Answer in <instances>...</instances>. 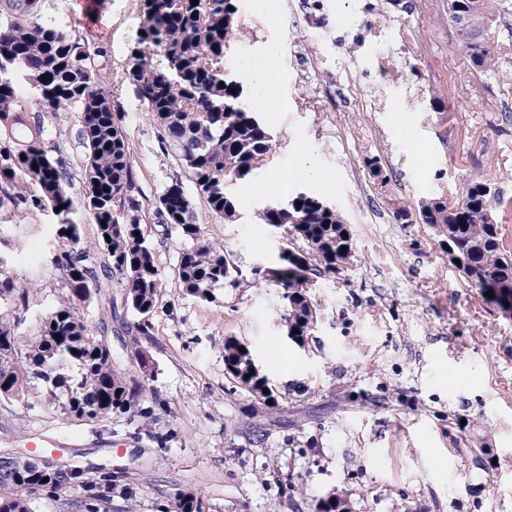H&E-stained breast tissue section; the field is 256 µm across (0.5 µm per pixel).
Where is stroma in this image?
<instances>
[{
	"label": "stroma",
	"instance_id": "stroma-1",
	"mask_svg": "<svg viewBox=\"0 0 512 512\" xmlns=\"http://www.w3.org/2000/svg\"><path fill=\"white\" fill-rule=\"evenodd\" d=\"M238 7L224 67L240 77L277 44L283 110L261 116L274 135L261 167L228 184L236 222L212 215L184 186L201 240L223 243L242 271L239 287L217 289L211 304L182 294L179 233L144 226L165 283L145 403L170 441L159 448L136 437L119 413L105 427L72 423L35 407L32 389L0 403L9 419L0 448H68L126 467L133 512H159L176 488L198 493L205 512H314L332 492L353 512H512V314L465 282L417 215L427 199L458 201L480 175L509 201L499 220L512 246V41L497 45V73L483 74L459 45L448 0H278L271 22L252 15L250 0ZM41 16L110 51L104 77L125 112L136 185L157 196L181 171L123 79L144 22L139 0H123L107 25L62 0H43ZM302 148L326 179L295 188L343 215L352 256L309 283L317 320L300 347L287 337L282 286L252 272L281 264L287 230L260 223L257 212L287 202L272 177ZM372 159L383 178L372 175ZM401 205L403 220L394 216ZM52 222L39 211L0 219V254L38 291L22 336L60 293ZM229 336L249 345L276 408L229 393Z\"/></svg>",
	"mask_w": 512,
	"mask_h": 512
}]
</instances>
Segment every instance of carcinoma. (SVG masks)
Wrapping results in <instances>:
<instances>
[{"mask_svg":"<svg viewBox=\"0 0 512 512\" xmlns=\"http://www.w3.org/2000/svg\"><path fill=\"white\" fill-rule=\"evenodd\" d=\"M141 8L145 22L126 56L124 80L158 127L164 154L211 212L232 223L238 211L228 181L250 177L273 148V136L256 113L241 107L242 86L225 74L238 0H141ZM507 9L508 0H448V19L482 72L497 70L489 33L498 13ZM155 55L164 58L163 68L153 65ZM109 63L108 50L88 43L79 30L43 22L39 0H0V207L9 205L15 215L53 211L52 262L62 276L57 304L41 316L22 348L16 347L18 312L29 310L30 289L14 275L0 278V299H10L17 312L10 319L0 315V400L23 395L35 382L42 389L36 406L96 425L112 421L114 413L127 414L138 431L163 448L169 435L153 429L154 411L142 405L143 380L155 375L152 357L147 353L137 359L142 379L127 377L117 368L112 348V309L95 323L81 315L103 296L108 305L115 304L112 279L117 276L124 306L138 315L130 335L149 341L163 288L142 227L146 214L135 194L123 116L102 75ZM32 101L39 112H29ZM72 112L79 122L74 135L66 125ZM76 182L81 203L95 221L90 239L73 219L69 189ZM29 185L37 193L29 192ZM502 205L503 197L474 176L457 203L431 199L420 205L419 218L440 245L457 255L455 268L466 282L483 293L494 291L492 302L511 314L512 252L504 248L495 219ZM154 216L159 224L175 226L183 241L175 271L183 294L213 303L216 289L240 283L241 272L224 255V245L198 241V218L181 181L157 196ZM258 219L288 229L293 247L282 252L286 266L279 270L280 283L288 333L303 340L317 319L307 286L336 273L350 258L347 224L339 211L305 191L289 198L288 211L271 204ZM56 333L61 339H54ZM224 366L232 388L278 406L277 393L251 350L235 337L224 339ZM11 456L12 449H0V512H32L36 497L58 502L64 512H112V486L128 478L121 469L93 467L82 475L77 463L12 468ZM167 508L202 512V501L178 489Z\"/></svg>","mask_w":512,"mask_h":512,"instance_id":"obj_1","label":"carcinoma"}]
</instances>
